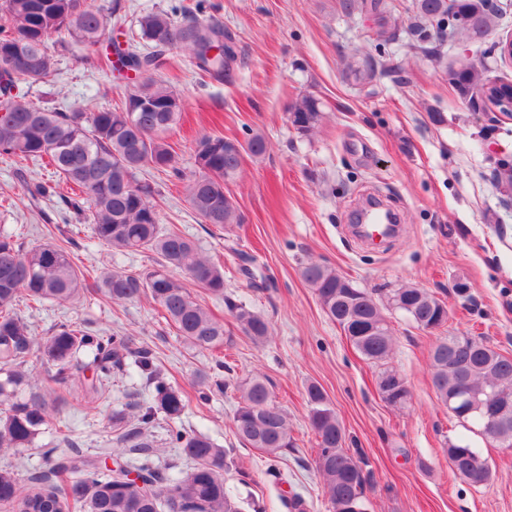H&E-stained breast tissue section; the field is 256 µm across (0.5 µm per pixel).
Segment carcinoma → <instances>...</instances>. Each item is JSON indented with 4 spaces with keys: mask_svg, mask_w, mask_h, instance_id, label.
<instances>
[{
    "mask_svg": "<svg viewBox=\"0 0 512 512\" xmlns=\"http://www.w3.org/2000/svg\"><path fill=\"white\" fill-rule=\"evenodd\" d=\"M347 16L366 14L374 26L368 38L377 45L394 42L399 24L387 0H340ZM499 13L489 0H415L409 35L422 52L441 60L444 36L484 42ZM140 38L158 50L187 53L204 74L222 79L234 59L232 37L217 22L199 20L192 11L176 17L149 12L138 17ZM106 19L89 0H0V154L20 161L48 160L54 173L75 196L61 202L85 215L91 237L121 252L153 253L150 268L137 271L82 269L65 247L44 242L24 246L14 232L0 231V449L27 448L43 427L62 418L71 400L81 402L87 416L99 413L112 398L114 452L127 456L118 470L102 467L101 458L81 448L59 455L43 450L48 470L19 477L12 465L0 467V512H240L224 489L227 451L205 434L168 430L165 441L181 450L186 467L160 469L147 432L158 413L178 419L187 399L166 382L147 352L134 348L131 337L96 336L79 323H60L36 336L16 312L20 298L36 303L67 302L81 292L100 288L115 303L149 296L164 318L188 344L221 351L224 322L193 295L184 280L224 302V307L253 343L263 344L272 334L270 323L245 303L224 293V269L176 225L161 224L159 193L148 175L157 172L170 181L184 182L187 199L207 224L222 228L240 223L233 198L224 184L240 171L243 154L263 155L268 142L254 135L246 142L222 135L204 136L193 146L195 174L185 179L175 164L173 147L165 134L181 115L176 89L153 74L163 65L159 55L135 45L101 56L108 70L133 71L142 78L127 90L125 101L144 99L150 112H131L124 105L98 112L49 110L22 104L11 89L41 81L54 72L46 42L57 35L71 46L96 52L103 45ZM383 63L372 56L348 64L346 78L358 86L373 82ZM448 83L468 102L486 86L483 71L467 59L445 68ZM321 102L305 95L289 112V121L301 133L314 129ZM302 277L313 288L329 319L337 323L354 347L380 367L377 390L388 404L405 407L410 390L405 379L387 366L393 337L387 313L398 312L426 330L443 326L448 311L441 300L417 286L389 290L384 297L358 287L351 279L317 262L303 267ZM36 351L47 371L33 374L28 357ZM152 387L149 401L124 403L110 395L112 379L129 374V360ZM433 384L443 406L448 395L464 388L453 416L470 424L500 447L512 449V405L495 428H486V400L490 395L512 399V356L482 339L448 336L432 353ZM197 400H210L212 389L224 392L225 383L195 381ZM239 392L233 416L239 441L273 458L295 446L288 412L278 405L268 381L251 375L234 383ZM310 427L317 438L316 463L332 512H368L369 475L361 460L345 448V433L323 389L307 386ZM448 466L468 485L480 488L494 476L491 461L466 440L448 443Z\"/></svg>",
    "mask_w": 512,
    "mask_h": 512,
    "instance_id": "cac0c4a2",
    "label": "carcinoma"
}]
</instances>
